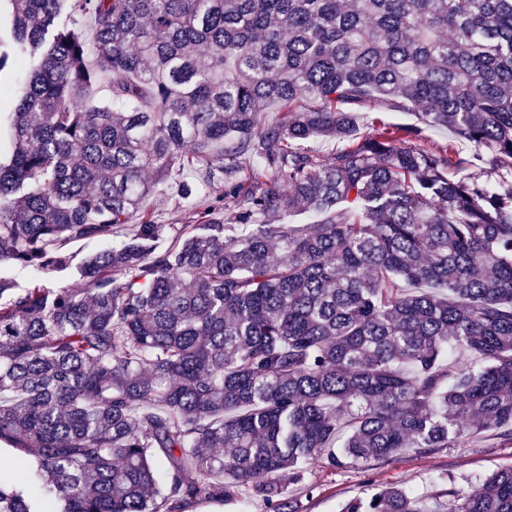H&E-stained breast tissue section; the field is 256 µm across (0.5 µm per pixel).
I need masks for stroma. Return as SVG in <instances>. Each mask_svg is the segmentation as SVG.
<instances>
[{
	"label": "stroma",
	"instance_id": "stroma-1",
	"mask_svg": "<svg viewBox=\"0 0 512 512\" xmlns=\"http://www.w3.org/2000/svg\"><path fill=\"white\" fill-rule=\"evenodd\" d=\"M223 195V184L215 183L186 200L171 192L155 194L147 207L156 223L190 224L202 202L218 201ZM510 466L512 440L488 433L429 454L407 448L392 458L369 460L360 468L335 467L322 459L310 464L302 479L291 482L287 493L294 512H341L352 498L393 483L431 496L449 485L465 487Z\"/></svg>",
	"mask_w": 512,
	"mask_h": 512
}]
</instances>
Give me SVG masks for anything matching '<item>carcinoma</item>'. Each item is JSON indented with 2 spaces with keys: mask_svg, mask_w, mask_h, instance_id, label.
<instances>
[{
  "mask_svg": "<svg viewBox=\"0 0 512 512\" xmlns=\"http://www.w3.org/2000/svg\"><path fill=\"white\" fill-rule=\"evenodd\" d=\"M0 512H185L512 439V0H0ZM280 115L263 118L270 106ZM423 106L420 124L391 112ZM451 132L423 149L428 127ZM316 138L341 143L321 156ZM257 164L245 169V162ZM491 178L477 176L483 165ZM224 221L157 224L177 166ZM98 240L85 287H51ZM444 512H512V467ZM342 512H435L392 484Z\"/></svg>",
  "mask_w": 512,
  "mask_h": 512,
  "instance_id": "obj_1",
  "label": "carcinoma"
}]
</instances>
